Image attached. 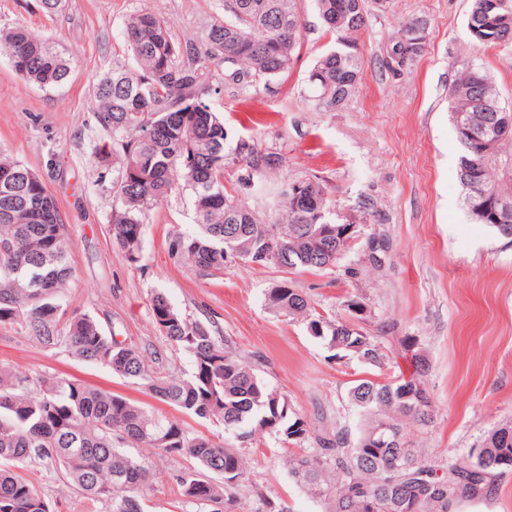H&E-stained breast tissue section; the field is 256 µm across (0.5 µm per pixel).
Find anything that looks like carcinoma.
<instances>
[{"label":"carcinoma","mask_w":512,"mask_h":512,"mask_svg":"<svg viewBox=\"0 0 512 512\" xmlns=\"http://www.w3.org/2000/svg\"><path fill=\"white\" fill-rule=\"evenodd\" d=\"M301 0H224V20L201 42L175 40L154 12L140 10L125 22L133 64L115 62L96 78L93 112L99 127L120 148L112 182V237L132 263L143 252L150 212L173 194L187 192L197 230L177 234L169 254L202 271L221 272L240 258L285 271H323L345 254L336 240L329 192L318 178L288 179L280 186L281 216L273 222L245 206L224 185V169L242 166L241 187L270 176L284 156L246 140L228 145V133L209 97L223 86L247 91L284 74L303 29ZM335 46L309 73V102L334 112L358 90L363 56L358 34L367 27L366 0H314ZM470 0L467 29L483 47L512 48V0ZM425 23L404 25L391 50L407 49L408 64L424 50ZM0 48L15 74L43 89L62 86L70 59L56 45L22 27L0 30ZM224 63V85L202 83L208 61ZM449 118L460 145L458 178L469 216L502 238L512 237V104L482 68L462 65L449 89ZM0 326L19 325L47 347L65 343L80 360L107 366L133 379L158 401L185 415L217 420L237 445L192 435L183 424L120 395L79 380L27 376L0 366V512H51L26 467L47 462L62 469L93 512H144L142 499L155 473L148 461L122 445L182 456L224 476L206 480L185 469L173 480L183 500L209 512H235L233 490L246 475L245 444L258 434L285 442L312 440L288 461V474L323 506V512H455L464 499L490 501L496 478L512 467V423L492 429L476 455L446 466L426 461L408 436L432 421L431 403L410 393L423 384L426 359L411 356L410 379H359L348 391L360 426L351 434L309 435L307 422L291 415L288 400L270 388L243 357L224 350L212 327L175 309L167 297L151 298L153 322L192 360L186 378L167 376L141 351L105 333L94 317L76 314L58 329V296L73 277L69 232L42 176L0 146ZM385 243L368 242V261L381 266ZM279 314L302 317L328 348L351 353L382 368L377 345L354 323L365 312L355 297L344 301L349 319L329 320L298 289L284 282L268 295Z\"/></svg>","instance_id":"1"}]
</instances>
